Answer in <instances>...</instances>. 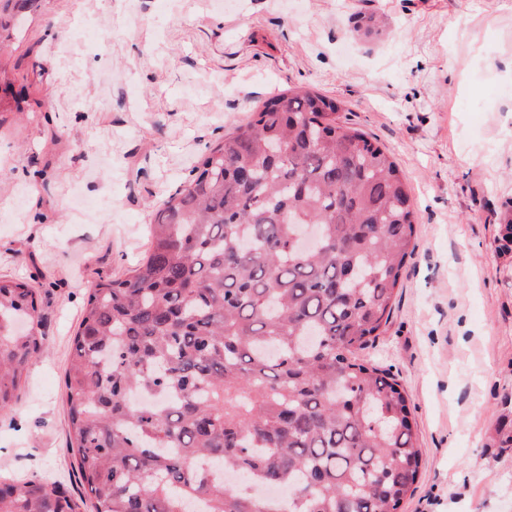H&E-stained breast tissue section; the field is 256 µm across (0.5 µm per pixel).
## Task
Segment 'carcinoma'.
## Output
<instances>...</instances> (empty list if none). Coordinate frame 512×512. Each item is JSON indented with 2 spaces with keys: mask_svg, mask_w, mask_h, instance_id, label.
I'll return each mask as SVG.
<instances>
[{
  "mask_svg": "<svg viewBox=\"0 0 512 512\" xmlns=\"http://www.w3.org/2000/svg\"><path fill=\"white\" fill-rule=\"evenodd\" d=\"M35 3L0 0V38ZM339 110L304 89L232 124L156 210L143 259L90 288L65 387L95 512H399L412 494L405 390L357 352L388 322L415 210L392 152ZM39 322L37 289L1 277V412ZM218 470L288 488V509ZM75 507L59 482L0 478V512Z\"/></svg>",
  "mask_w": 512,
  "mask_h": 512,
  "instance_id": "cac0c4a2",
  "label": "carcinoma"
}]
</instances>
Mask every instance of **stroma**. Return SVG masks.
Masks as SVG:
<instances>
[{
    "label": "stroma",
    "instance_id": "obj_1",
    "mask_svg": "<svg viewBox=\"0 0 512 512\" xmlns=\"http://www.w3.org/2000/svg\"><path fill=\"white\" fill-rule=\"evenodd\" d=\"M384 16L382 35L355 33ZM27 84L16 103L7 84ZM314 89L389 148L415 250L364 352L423 451L400 512H512V0H41L0 53V275L44 347L0 412V475L66 486L64 376L91 286L144 257L162 200L263 101Z\"/></svg>",
    "mask_w": 512,
    "mask_h": 512
}]
</instances>
